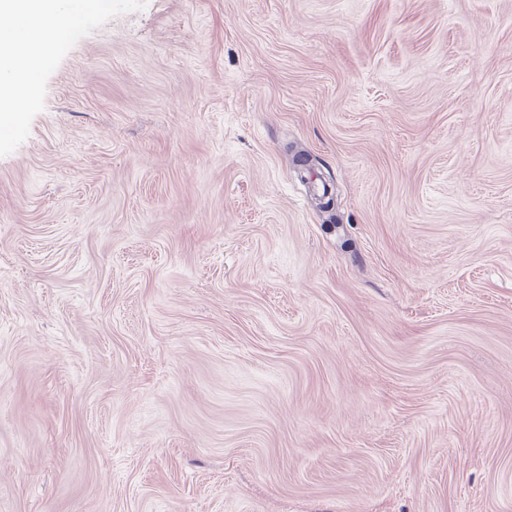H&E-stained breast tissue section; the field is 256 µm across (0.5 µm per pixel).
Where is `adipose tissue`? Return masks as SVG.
<instances>
[{
  "label": "adipose tissue",
  "instance_id": "ef3b65f1",
  "mask_svg": "<svg viewBox=\"0 0 512 512\" xmlns=\"http://www.w3.org/2000/svg\"><path fill=\"white\" fill-rule=\"evenodd\" d=\"M104 0H0V123L24 112L38 74L86 7Z\"/></svg>",
  "mask_w": 512,
  "mask_h": 512
}]
</instances>
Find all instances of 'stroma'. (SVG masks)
Segmentation results:
<instances>
[{
	"label": "stroma",
	"instance_id": "35a3bbf8",
	"mask_svg": "<svg viewBox=\"0 0 512 512\" xmlns=\"http://www.w3.org/2000/svg\"><path fill=\"white\" fill-rule=\"evenodd\" d=\"M0 512H512V0L73 31L0 127Z\"/></svg>",
	"mask_w": 512,
	"mask_h": 512
}]
</instances>
